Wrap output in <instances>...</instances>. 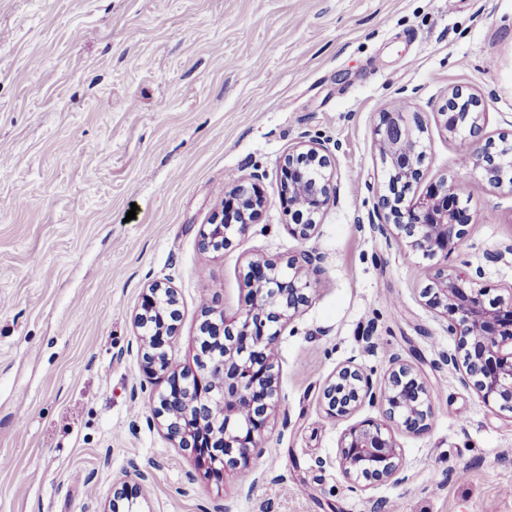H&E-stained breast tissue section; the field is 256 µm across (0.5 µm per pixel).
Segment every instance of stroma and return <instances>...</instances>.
<instances>
[{"mask_svg":"<svg viewBox=\"0 0 512 512\" xmlns=\"http://www.w3.org/2000/svg\"><path fill=\"white\" fill-rule=\"evenodd\" d=\"M460 87L485 104L484 137L512 140V0H0V512H103L140 471L135 512H512V420L438 365L455 340L422 296L431 261L369 229L387 182L375 128L399 103L428 115L418 192L458 183L475 219L449 268L495 296L512 285V260L487 257L512 240V194L460 170L469 143L437 114ZM303 140L334 148L339 185L305 242L279 194ZM250 175L258 220L203 252L225 187ZM304 250L320 270L282 332L265 452L207 474L151 421L166 384L142 367L134 312L151 282L177 288L171 353L191 363L202 306L245 311L248 261ZM395 353L428 374L432 429L398 437L406 486L355 492L336 465L348 423L319 388L349 361L381 382Z\"/></svg>","mask_w":512,"mask_h":512,"instance_id":"obj_1","label":"stroma"}]
</instances>
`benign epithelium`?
<instances>
[{
    "instance_id": "7a95c632",
    "label": "benign epithelium",
    "mask_w": 512,
    "mask_h": 512,
    "mask_svg": "<svg viewBox=\"0 0 512 512\" xmlns=\"http://www.w3.org/2000/svg\"><path fill=\"white\" fill-rule=\"evenodd\" d=\"M451 134H464L471 147L460 166L477 171L492 188L512 193V143L495 144L482 137L484 103L457 88L438 109ZM426 113L407 112L401 106L379 113L377 142L385 165L387 191L378 197L381 219L373 232L399 247L435 261L431 283L423 295L426 304L448 323L455 338V353L444 362L459 371L460 384L487 405L512 412V287L508 296L489 297V291L467 285V278L448 271V254L460 247L473 215L458 209L456 184L442 182L416 199L405 202L406 192L423 177L424 151L420 134ZM280 194L294 218V233L308 240L317 217L336 200L335 155L324 144L303 142L288 150L280 164ZM224 197L238 201L236 223L226 217L209 224L200 234L204 252L220 254L253 224L263 200L240 180L224 188ZM291 273L267 259L249 262L245 279L253 303L241 317L228 319L210 304L202 310V334L216 336L223 352L204 349L196 368L173 366L166 343L178 336L181 310L176 289L155 281L135 313L142 362L167 375L169 390L158 394L153 414L166 438L183 455L224 471H236L261 454L263 432L280 402L277 347L282 327L311 302L310 267L297 258L288 260ZM381 384L349 362L328 376L319 402L331 420L346 419L365 406L379 410L348 426L338 443L337 462L354 491L375 484L403 486V451L395 430L414 436L427 434L434 419L432 387L424 369L397 355ZM148 477L140 475L138 491L126 479L112 483V498L103 512H133L134 499L144 495Z\"/></svg>"
}]
</instances>
